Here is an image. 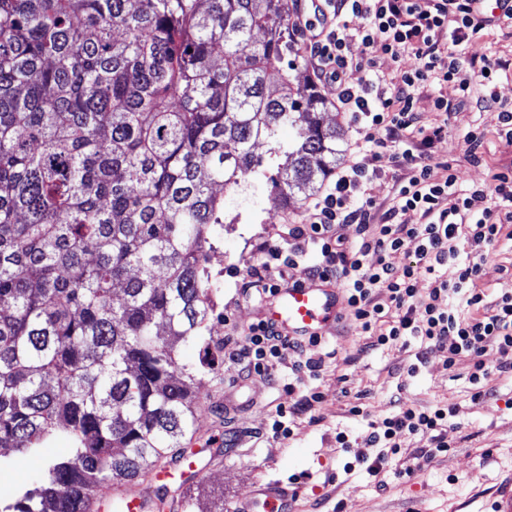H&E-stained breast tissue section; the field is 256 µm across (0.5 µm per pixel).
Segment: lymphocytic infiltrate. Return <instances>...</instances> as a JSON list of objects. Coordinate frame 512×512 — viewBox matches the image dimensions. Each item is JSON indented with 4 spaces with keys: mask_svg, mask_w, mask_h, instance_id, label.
Listing matches in <instances>:
<instances>
[{
    "mask_svg": "<svg viewBox=\"0 0 512 512\" xmlns=\"http://www.w3.org/2000/svg\"><path fill=\"white\" fill-rule=\"evenodd\" d=\"M314 11L319 23L302 14L293 25L315 63L316 81L336 89L355 136L354 152L337 167L327 190L306 203L301 222L288 225L280 244L264 248L243 293L264 300L299 272L311 280L342 279L345 308L368 347L415 338L447 350L448 366L469 361L475 397L491 394V376L512 378V289L490 301L476 282L491 249L501 239L512 240V171L458 191L450 163L427 161L426 150L442 137L443 126L421 124L417 111L419 90L429 80L456 82L464 100L473 84L491 82L499 62L465 52L487 19L477 0H318ZM353 43L360 52L351 56ZM407 56L416 62L409 70L401 67ZM386 61L398 72L395 80L386 78ZM383 160L404 169L394 178L387 207L370 194ZM411 213L418 214L417 223L408 221ZM344 225L355 226L354 240L340 234ZM410 241L418 244L414 260L395 268L391 254ZM448 265L454 268L449 277L443 273ZM422 278L429 283L424 293L417 286ZM306 347L261 319L236 339L232 356L246 379L271 374L286 348L297 376L317 368ZM489 352L496 356L491 364L485 360ZM454 415L451 405L402 403L368 422L362 445L377 449L379 470L399 453L400 437L421 435L428 445L415 458L423 466L449 450L448 420Z\"/></svg>",
    "mask_w": 512,
    "mask_h": 512,
    "instance_id": "1",
    "label": "lymphocytic infiltrate"
}]
</instances>
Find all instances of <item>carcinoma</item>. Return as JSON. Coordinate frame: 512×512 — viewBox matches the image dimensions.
I'll list each match as a JSON object with an SVG mask.
<instances>
[{"label":"carcinoma","mask_w":512,"mask_h":512,"mask_svg":"<svg viewBox=\"0 0 512 512\" xmlns=\"http://www.w3.org/2000/svg\"><path fill=\"white\" fill-rule=\"evenodd\" d=\"M289 17L288 0H0V448L69 443L4 512H86L188 455L208 363L178 347L210 350L217 190L261 174L286 199L336 169L324 99L280 72Z\"/></svg>","instance_id":"cac0c4a2"}]
</instances>
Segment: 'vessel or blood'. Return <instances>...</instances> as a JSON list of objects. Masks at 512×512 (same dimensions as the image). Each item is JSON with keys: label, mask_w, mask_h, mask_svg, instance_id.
Segmentation results:
<instances>
[{"label": "vessel or blood", "mask_w": 512, "mask_h": 512, "mask_svg": "<svg viewBox=\"0 0 512 512\" xmlns=\"http://www.w3.org/2000/svg\"><path fill=\"white\" fill-rule=\"evenodd\" d=\"M342 300L330 281L317 285L287 286L278 291L263 306L267 322L282 333L297 339L320 338L334 329L342 314ZM164 473H152L147 482L150 492L137 489L124 491L121 496L111 494L101 497L97 512H110L114 502H121L122 512H150L152 489L158 488ZM297 499L294 490L278 482H271L253 491L251 496L238 503L234 512H294Z\"/></svg>", "instance_id": "obj_1"}]
</instances>
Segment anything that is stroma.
<instances>
[{"instance_id": "1", "label": "stroma", "mask_w": 512, "mask_h": 512, "mask_svg": "<svg viewBox=\"0 0 512 512\" xmlns=\"http://www.w3.org/2000/svg\"><path fill=\"white\" fill-rule=\"evenodd\" d=\"M466 52L503 61L492 86L473 85L471 102L446 118L431 111L429 101L455 100L459 92L454 83L428 81L420 103L425 125H448L429 155L436 163L451 162L465 188L512 169V145L499 134L500 109L512 108V28L491 25L469 42ZM489 89L496 91L500 107L480 106ZM472 129L484 135L476 160L464 142ZM306 202L301 194L282 201L261 177L224 194V229L206 262L216 288L209 327L217 364L196 380L206 410L196 419L189 448L200 472L184 486L176 512H221L271 480L298 491V512H494L498 493L512 486V380L491 377L496 396L472 399L468 363L447 367L446 351L437 348L427 350L415 374L396 372V364L415 362V348L364 352V336L346 321L309 349L319 363L314 376L293 381L282 370L273 382L257 375L240 380L238 366L220 341L230 328H247L261 317V308L243 299L241 285L255 271L262 248L279 243L285 221L297 220ZM311 394L317 397L311 413L293 420L290 436H275L277 408ZM398 398L419 407L456 404L457 414L448 423L451 448L416 472L413 455L428 442L403 435L400 452L374 476L367 460L375 449L357 448L356 442L368 420L387 415ZM357 403L366 408L367 417L350 415ZM340 432L354 440V447L339 446ZM215 438L224 448L219 466L209 463L208 442ZM44 465L43 454L0 450V502L10 503L12 491L37 484Z\"/></svg>"}]
</instances>
